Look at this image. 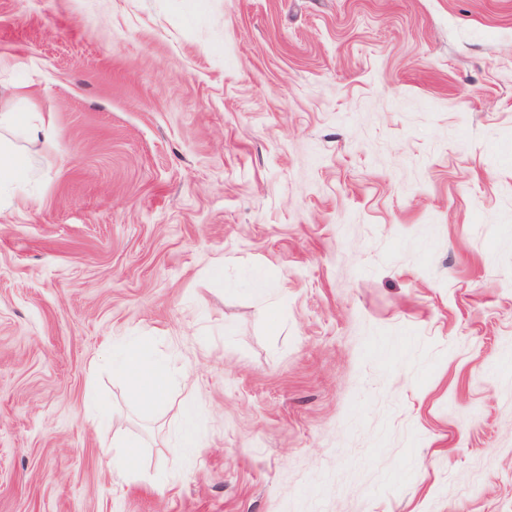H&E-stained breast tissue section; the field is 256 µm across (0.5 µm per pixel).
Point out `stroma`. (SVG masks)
<instances>
[{
    "label": "stroma",
    "mask_w": 512,
    "mask_h": 512,
    "mask_svg": "<svg viewBox=\"0 0 512 512\" xmlns=\"http://www.w3.org/2000/svg\"><path fill=\"white\" fill-rule=\"evenodd\" d=\"M1 112L0 512H512V0H0ZM50 118L43 117L30 119L25 122V131L28 140L39 146V151L48 155H58V146L51 133ZM32 169V159L0 137V196L8 194ZM113 365L115 372L130 382L134 396L143 405L159 402L166 393L169 373L151 358L146 346L129 347Z\"/></svg>",
    "instance_id": "35a3bbf8"
}]
</instances>
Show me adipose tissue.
<instances>
[{
	"label": "adipose tissue",
	"mask_w": 512,
	"mask_h": 512,
	"mask_svg": "<svg viewBox=\"0 0 512 512\" xmlns=\"http://www.w3.org/2000/svg\"><path fill=\"white\" fill-rule=\"evenodd\" d=\"M114 369L129 381L134 396L143 405L159 402L166 392L169 373L164 365L151 358L146 346L126 349Z\"/></svg>",
	"instance_id": "adipose-tissue-1"
}]
</instances>
